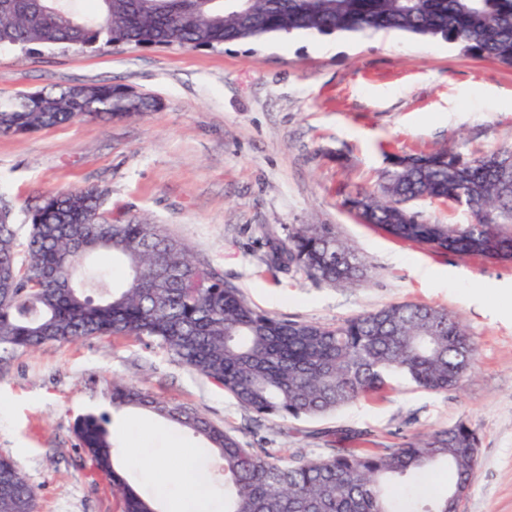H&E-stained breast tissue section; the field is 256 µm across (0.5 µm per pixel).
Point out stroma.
I'll return each mask as SVG.
<instances>
[{
	"label": "stroma",
	"mask_w": 512,
	"mask_h": 512,
	"mask_svg": "<svg viewBox=\"0 0 512 512\" xmlns=\"http://www.w3.org/2000/svg\"><path fill=\"white\" fill-rule=\"evenodd\" d=\"M95 83L151 95L158 108L106 124L0 135V193L18 226L40 196L94 184L108 191L106 218L163 225L253 307L334 325L390 303L429 304L467 325L476 355L448 392L397 378L328 416L258 424L209 380L131 339L16 352L0 359V455L38 485V512H121L109 481L75 446L74 420L87 412L110 415L116 463L137 488L150 494L164 480L162 512H172L187 463L210 512H222L219 460L207 443L154 413L113 410L116 380L195 408L242 443L287 460L397 448L413 434L463 421L480 443L460 512H512V261L401 241L343 205L350 188L375 184L389 155L512 146V67L444 41L385 33L293 35L209 51L0 49V99ZM288 224L335 225L371 278L345 288L271 275L262 262L265 232Z\"/></svg>",
	"instance_id": "obj_1"
}]
</instances>
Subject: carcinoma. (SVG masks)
I'll return each mask as SVG.
<instances>
[{"mask_svg": "<svg viewBox=\"0 0 512 512\" xmlns=\"http://www.w3.org/2000/svg\"><path fill=\"white\" fill-rule=\"evenodd\" d=\"M400 31L452 43L466 54L512 66V0H0V46L177 45L216 50L270 36L365 35ZM155 98L120 85H73L0 101V134L23 135L77 120L110 122L154 111ZM373 188H354L344 205L387 234L436 251L512 260V186L493 168L512 147L464 154L447 148L409 155ZM97 186L43 195L28 211L26 242L11 213L0 215V358L51 341L131 337L199 372L259 418L311 419L334 413L401 375L416 387H459L476 353L464 324L443 308L388 304L336 326L283 319L251 306L239 289L195 262L160 224L102 219ZM450 202L467 224H431L412 203ZM266 239L274 273L300 271L316 283L353 285L364 258L332 224H290ZM144 408L191 430L220 458L224 512H448L453 490L412 501L401 486L436 464L470 485L479 438L467 423L418 434L379 453L338 448L285 461L249 448L198 411L112 383V408ZM106 415L76 418V446L122 497L123 512H155L115 466ZM39 487L0 455V512H37Z\"/></svg>", "mask_w": 512, "mask_h": 512, "instance_id": "cac0c4a2", "label": "carcinoma"}]
</instances>
